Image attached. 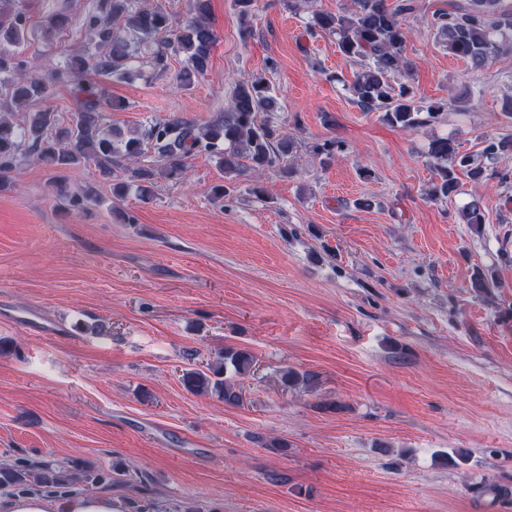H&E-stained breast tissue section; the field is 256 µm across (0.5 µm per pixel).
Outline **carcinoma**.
I'll use <instances>...</instances> for the list:
<instances>
[{
    "mask_svg": "<svg viewBox=\"0 0 512 512\" xmlns=\"http://www.w3.org/2000/svg\"><path fill=\"white\" fill-rule=\"evenodd\" d=\"M501 0H466V5L449 4L436 10L427 21L436 31L439 43L448 53L479 69L498 55L512 40V9H499ZM415 0H349L336 13L315 12L308 27L310 34L320 31L336 36L340 52L360 64L348 90L364 112H380L391 127L410 131L440 122L448 112V103H425L417 97L410 81L411 71L405 56L408 31L401 17L417 11ZM205 4L198 3V15L178 24L160 7L142 9L136 0H96L95 11L86 19V27L95 40V51L70 55L64 66L48 76L27 73V63L20 48L27 41V16L16 9L13 22L0 28V74L7 76L0 86V193L15 184L18 160L27 156L54 174L53 187L60 208L89 207L98 203L91 186L73 193L63 173L81 163H93L98 175L112 182V194L124 198L129 194L146 202L153 197L154 186L161 177L179 179L186 170V160L199 152L217 159L227 175L238 176L242 168L260 177L272 168L291 174L287 158L294 142L281 126L268 118L278 109L273 86L260 73L234 88L229 110L216 115L208 124L197 125L189 118L173 115L161 120L143 134L122 138L101 127L102 113L116 108L108 97L104 83L123 79L130 74L124 34L130 32L155 46V61L164 62L168 51L187 57V66L176 76L177 84L190 88L197 75L207 67L211 48L216 42L212 25L204 18ZM70 22L65 13L46 17L43 31L53 38ZM65 81L73 90L74 110L63 121L43 106L54 93L56 83ZM34 105L22 122L10 121L17 108ZM158 155L156 166L131 167L145 148ZM512 151V141L490 137L485 140L483 156L495 161ZM428 157L436 180L428 195L444 200L457 195L458 172L475 182L493 175L502 183L512 180L509 169L487 173V167L469 154L458 151L455 143L444 137L431 141ZM247 160L243 165L241 160ZM459 214L462 223L478 233L484 224L479 200L464 205ZM498 287L490 272L476 270L470 290L482 296ZM252 353L242 347L226 346L222 362L209 365L208 371L191 369L181 376L184 387L194 394L217 393L228 405L241 401V389L234 380L250 372ZM317 375L287 369L281 375L283 385L310 388ZM43 483L59 480V471L46 464L37 473L0 468V486L24 483L30 479Z\"/></svg>",
    "mask_w": 512,
    "mask_h": 512,
    "instance_id": "cac0c4a2",
    "label": "carcinoma"
}]
</instances>
